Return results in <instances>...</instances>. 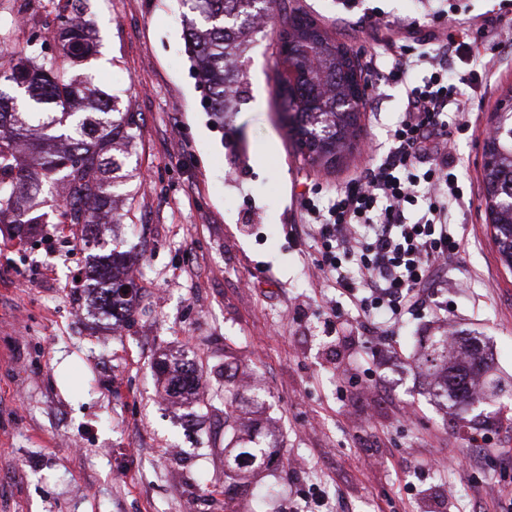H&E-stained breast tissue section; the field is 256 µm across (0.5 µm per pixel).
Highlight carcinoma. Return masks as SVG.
I'll return each instance as SVG.
<instances>
[{"mask_svg":"<svg viewBox=\"0 0 512 512\" xmlns=\"http://www.w3.org/2000/svg\"><path fill=\"white\" fill-rule=\"evenodd\" d=\"M279 0H182L188 58L206 95L207 107L223 116L249 99L245 59L261 33L262 20L278 11ZM297 42L289 65L300 77L281 95L283 112L295 113L293 138L307 148V158L330 166L352 145L365 96H356L352 72L358 59L345 44L331 38L303 14L281 17L277 38ZM65 57L73 64L85 60L93 46L86 25L62 22L59 31ZM498 115L496 127L483 145L486 215L496 229L501 261L512 269V104ZM137 113L130 101L111 95L87 73L74 78L51 57L37 62L27 57L9 66L0 63V223L40 224L36 198L56 214L58 223L81 227L120 223L113 213L116 172L124 165L117 151L136 139ZM64 193L57 194V186ZM126 254L112 249L99 263L97 283L101 305L113 312L127 310L135 293L129 283L112 275ZM478 350L448 365V337L429 338L423 365L442 374L447 396L470 402L477 395L473 382L487 374L477 367ZM159 373H172L169 385L192 395L201 375L184 365L156 364ZM275 446L248 436L225 455L229 471L246 475L264 465Z\"/></svg>","mask_w":512,"mask_h":512,"instance_id":"obj_1","label":"carcinoma"}]
</instances>
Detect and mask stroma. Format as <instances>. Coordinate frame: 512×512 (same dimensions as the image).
I'll return each instance as SVG.
<instances>
[{
    "label": "stroma",
    "mask_w": 512,
    "mask_h": 512,
    "mask_svg": "<svg viewBox=\"0 0 512 512\" xmlns=\"http://www.w3.org/2000/svg\"><path fill=\"white\" fill-rule=\"evenodd\" d=\"M37 15L21 26L17 3ZM438 0H280L367 64L379 41L416 51L453 25ZM97 37L80 71L133 102L121 223L87 245L65 224L19 236L0 224V512H499L512 494V397L471 408L444 401L420 367L428 337H479L493 376L512 384V269L485 219L482 144L512 100V27L477 47L494 78L476 87L469 131L451 153L465 245L439 269L424 309L367 335L365 317L318 269L321 244L295 239L304 198L327 205L388 146L417 68L366 98L347 158L297 153L277 104V41L259 38L251 93L231 120L207 111L186 54L179 0H84ZM57 0H0V54L61 56ZM130 252L141 269L129 314L98 310L93 256ZM193 361L202 388L166 392L159 358ZM243 427L273 437L274 464L235 484L224 471V386ZM266 391L250 404L249 390Z\"/></svg>",
    "instance_id": "stroma-1"
}]
</instances>
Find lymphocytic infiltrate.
<instances>
[{"label": "lymphocytic infiltrate", "instance_id": "1", "mask_svg": "<svg viewBox=\"0 0 512 512\" xmlns=\"http://www.w3.org/2000/svg\"><path fill=\"white\" fill-rule=\"evenodd\" d=\"M485 32L464 21L436 38L432 52L384 48L382 56L391 58L386 68L381 56L372 57L370 67L383 82L406 81L424 64L431 73L410 89L404 115L389 132V148L326 207L310 199L302 203L321 241V270L365 316L391 321L422 304L435 270L461 251L450 217L463 191L448 143L453 132L469 127L473 101L462 85L490 71L469 45ZM455 56L467 61V73L448 69ZM420 202L422 217L408 222L409 209ZM351 268L358 281L348 278Z\"/></svg>", "mask_w": 512, "mask_h": 512}]
</instances>
